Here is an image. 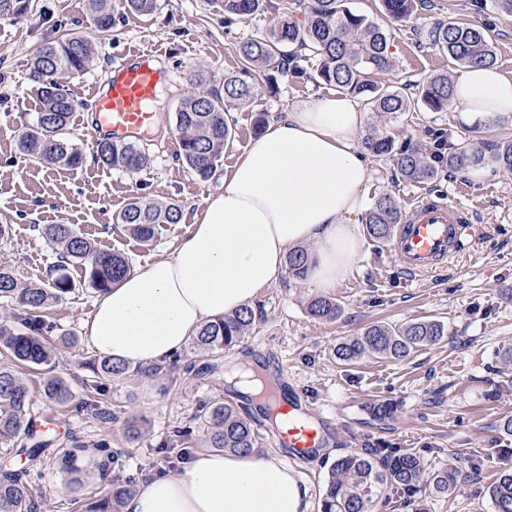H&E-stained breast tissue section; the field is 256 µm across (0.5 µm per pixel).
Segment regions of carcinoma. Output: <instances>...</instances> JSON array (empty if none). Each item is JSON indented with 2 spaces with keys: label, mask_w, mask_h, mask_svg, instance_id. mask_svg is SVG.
Instances as JSON below:
<instances>
[{
  "label": "carcinoma",
  "mask_w": 512,
  "mask_h": 512,
  "mask_svg": "<svg viewBox=\"0 0 512 512\" xmlns=\"http://www.w3.org/2000/svg\"><path fill=\"white\" fill-rule=\"evenodd\" d=\"M93 24L101 34L112 31V6L109 0H90ZM224 8V19L249 17L265 7L266 0H217ZM384 13L397 21H406L415 14L416 0H380ZM304 22L299 25L283 8L277 24L244 41L239 49L240 74L224 78L223 91H197L182 99L175 113V135L179 154L186 167L206 177L224 154L232 138V127L226 116L236 107L251 102L263 85L270 84L273 72L302 73L301 56L291 51L297 45L320 60L318 77L363 101L375 112L393 117L404 112L424 109L446 112L453 97L448 75L440 74L425 80L415 96L409 97L373 80V75L390 65L388 49L390 32L372 18L348 6V0H305ZM24 0H0V17L20 21L25 17ZM433 45L448 54L462 67L496 63L492 37L480 26L455 21L438 27L429 34ZM93 57L88 39L77 33H63L40 45L28 67L30 81L41 97V111L36 122L26 127L17 138L16 149L26 159L53 166L78 168L84 156L71 132V117L76 102L63 88L61 78L84 74ZM362 147L376 157H392L406 182L421 183L435 179L440 168L450 172L467 170L483 164L481 147L449 145L448 152L429 153L426 149L395 140L382 131L364 135ZM492 158L499 167L512 170V141H505L494 150ZM95 159L102 164L131 175L143 170L146 153L135 142L104 140L97 144ZM180 205H158L140 199L131 200L115 217L130 237L142 246L149 245L164 224L181 221ZM401 219L393 197H378L366 217L370 241L385 244L394 225ZM40 234L57 253L55 277L45 283H21L7 268H0V299H10L25 312L24 331L14 332L0 326V345L5 360L0 361V444L17 455L35 458L47 452L39 442L31 446L19 444L20 437L30 438L36 422L30 412L28 390L20 370L45 364L50 351L45 343L53 326L43 310L59 302L71 292V280L65 270L81 265L88 271V285L103 292L131 273L129 258L118 252L98 249L95 243L72 224H48ZM307 254L297 250L288 256V275L301 279L305 274ZM311 315L333 320L339 312L335 301L315 297L308 305ZM256 314L248 307L205 325L193 337L199 352L220 354L235 347L254 325ZM444 336V326L434 320L409 321L400 325H371L358 336L343 340L336 348L337 357L352 362L364 356L403 361ZM96 369L102 377L119 378L129 366L101 356ZM44 394L58 404L70 400L69 389L57 379L44 384ZM203 428V441L209 448L226 453L249 451L259 447L258 432L251 421L230 403L217 401L198 415ZM99 458L95 462L99 477L108 474L119 457L104 443L88 448L78 445L55 456L63 473L76 471L83 454ZM27 471L0 472V512H36L29 492ZM109 496L93 512H122L132 489L117 481L110 482ZM456 486V471L448 467L432 468L413 453L384 450L379 458L367 453H349L339 458L329 472L321 502V512H375L377 505L393 493H414L413 512H426L424 502L433 496L448 494ZM486 493L494 512H512V468L503 470L487 487Z\"/></svg>",
  "instance_id": "obj_1"
}]
</instances>
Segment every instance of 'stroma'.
Listing matches in <instances>:
<instances>
[{
  "mask_svg": "<svg viewBox=\"0 0 512 512\" xmlns=\"http://www.w3.org/2000/svg\"><path fill=\"white\" fill-rule=\"evenodd\" d=\"M285 2L270 0L264 13L228 22L212 0H158L147 15L130 11L124 0H112V31L107 35L95 33L88 0H29L25 23L0 18V226L9 230L0 238V267L22 281L46 278L57 262L54 249L39 233L47 224L75 225L97 239L99 248L125 254L137 271L157 256L172 254L205 198L222 188L227 169L256 140L258 114L280 115L324 88L317 58L306 57L301 75L277 76L273 91L230 112L235 138L208 177L196 175L176 158L174 117L181 100L197 84L218 90L225 76L238 73L240 43L273 25ZM453 20L490 29L497 66L512 72V14L499 9L495 0H427L412 19L393 25L391 66L377 73L376 81L412 95L430 76H457L460 66L427 38L428 31ZM76 24L90 37L96 61L89 73L64 81L77 103L72 130L85 157L81 167L69 169L23 159L16 140L40 110L38 91L28 78L33 53ZM129 51L156 55L173 74L158 87L155 126L136 137L150 162L133 177L97 163V143L88 133L93 88L105 82L115 56ZM365 125L429 149L441 131L451 133L460 146L476 137L488 155L497 143L512 139V119L492 117L475 130L451 111L407 112L396 119L371 111ZM370 163L375 171L370 198L391 194L403 211L412 196L430 192L473 209L477 221L466 249L435 271L409 277L387 245L363 241L353 267L336 288L324 292L340 307L336 320H319L309 313L310 299L321 293L318 288L281 277L255 301L256 322L240 344L216 360L185 347L178 364H166L150 386L139 368L120 380H104L93 372L98 354L83 323L96 294L84 271L69 269L72 292L45 311L54 325L49 337L54 356L40 369L21 373L32 396L33 415L48 424L36 440L57 453L77 441L89 447L107 442L123 455L116 476L136 484L169 472L166 456L171 449L203 450L195 417L214 401L228 400L260 431L262 451L285 458L308 486L310 512H320L336 460L373 448L410 451L431 466L457 467L461 476L455 490L428 498L426 512H493L485 491L512 464V435L500 428L504 419L512 418V364L503 355L512 346V171L488 159L476 169L444 172L432 182L416 184L399 177L391 158L374 157ZM134 197L179 204L181 222L165 225L150 247L141 248L115 221ZM424 319L440 321L444 336L406 361L365 357L348 363L336 357L344 338L370 325ZM260 359L281 363L282 383L337 419L340 437L321 454L288 458L265 418L225 385L227 367ZM51 375L69 387V403L45 397L43 381ZM92 399L110 410L109 422L85 410V402ZM377 404L392 405L393 414L375 419L372 408ZM1 466L29 471L39 512H89L107 487L95 476L71 482L52 458L15 456L0 446Z\"/></svg>",
  "mask_w": 512,
  "mask_h": 512,
  "instance_id": "35a3bbf8",
  "label": "stroma"
}]
</instances>
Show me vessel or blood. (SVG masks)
Returning <instances> with one entry per match:
<instances>
[{
	"mask_svg": "<svg viewBox=\"0 0 512 512\" xmlns=\"http://www.w3.org/2000/svg\"><path fill=\"white\" fill-rule=\"evenodd\" d=\"M153 60L152 54L138 51L113 61L109 82L93 93L92 139L123 140L154 126L152 103L164 73ZM472 218L470 209L442 197L417 196L409 204L408 218L396 229L391 250L408 273L433 271L462 249ZM279 410L288 423L277 428L276 439L291 456L315 453L336 431L334 417L317 412L289 389L280 391Z\"/></svg>",
	"mask_w": 512,
	"mask_h": 512,
	"instance_id": "b4317fda",
	"label": "vessel or blood"
}]
</instances>
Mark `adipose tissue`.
I'll return each mask as SVG.
<instances>
[{
    "mask_svg": "<svg viewBox=\"0 0 512 512\" xmlns=\"http://www.w3.org/2000/svg\"><path fill=\"white\" fill-rule=\"evenodd\" d=\"M452 107L467 125L512 118V76L468 67ZM356 99L318 95L272 118L209 195L177 251L101 293L84 324L99 354L150 368L204 324L250 306L307 248L306 279L332 288L360 248L358 217L373 181L356 134ZM310 493L273 453L204 451L178 473L139 483L125 512H309Z\"/></svg>",
    "mask_w": 512,
    "mask_h": 512,
    "instance_id": "obj_1",
    "label": "adipose tissue"
}]
</instances>
